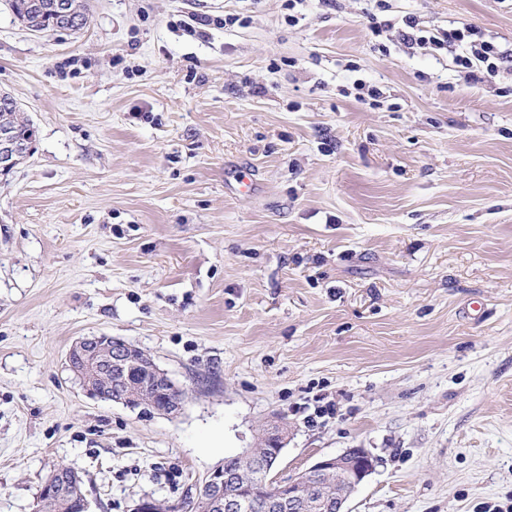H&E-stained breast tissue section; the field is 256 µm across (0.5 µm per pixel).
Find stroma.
I'll return each mask as SVG.
<instances>
[{
  "instance_id": "35a3bbf8",
  "label": "stroma",
  "mask_w": 512,
  "mask_h": 512,
  "mask_svg": "<svg viewBox=\"0 0 512 512\" xmlns=\"http://www.w3.org/2000/svg\"><path fill=\"white\" fill-rule=\"evenodd\" d=\"M372 14L512 49V0H90L77 34L0 0L36 130L0 181V512L60 466L90 512L175 503L273 422L279 478L377 458L352 512H512V66L464 83ZM101 334L178 416L84 393ZM135 359L137 363H132ZM66 361L90 398L110 400L132 410L144 411L152 407L155 391L170 389L176 392V399L174 393L159 394L156 407L160 411L172 401L167 414H176L182 409L183 393L168 374L145 352L140 351L135 357L129 345L119 338L107 335L80 338L71 346ZM135 368L143 369L138 371L141 379L132 376L131 369ZM115 373H121L126 384V393L120 397L112 396L111 377Z\"/></svg>"
}]
</instances>
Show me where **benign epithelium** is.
I'll use <instances>...</instances> for the list:
<instances>
[{
    "mask_svg": "<svg viewBox=\"0 0 512 512\" xmlns=\"http://www.w3.org/2000/svg\"><path fill=\"white\" fill-rule=\"evenodd\" d=\"M44 9L56 14L60 29L75 32L69 24L72 15L70 0H48ZM32 139L6 123L0 122V177L10 175L31 153ZM69 369L79 378L85 394L94 399L110 400L142 411L152 407L153 393L169 389L176 393L167 414H176L184 402L182 391L168 374L160 369L145 352L134 355L123 340L107 335L83 337L70 348ZM288 439V429L282 424L269 425L263 440L277 447L275 454L266 457L255 448H245L234 456L238 463L248 465L271 493L264 499L265 512H311L321 508L326 512H350L348 504L353 493L375 469L376 458L364 448H349L344 452L325 456L302 473L280 481L273 475ZM319 475H334L342 482L336 499L328 500L321 486L311 481ZM57 480L47 482L42 491L52 497L65 491L79 490L81 478L69 467L55 472ZM240 472L222 463L211 469L195 485V493L205 498L221 512H246L249 499L240 493Z\"/></svg>",
    "mask_w": 512,
    "mask_h": 512,
    "instance_id": "1",
    "label": "benign epithelium"
}]
</instances>
